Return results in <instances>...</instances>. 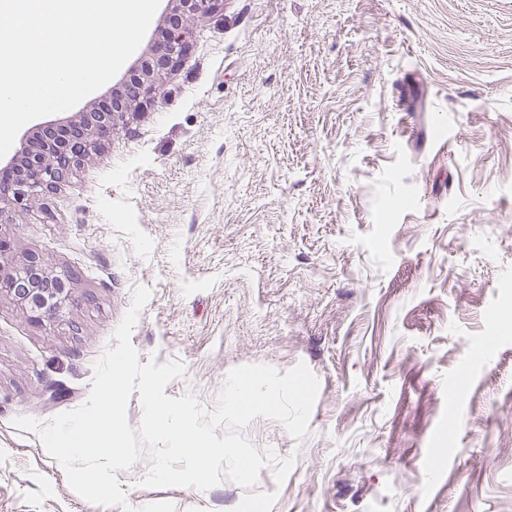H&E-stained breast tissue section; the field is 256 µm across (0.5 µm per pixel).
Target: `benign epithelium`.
Masks as SVG:
<instances>
[{"mask_svg": "<svg viewBox=\"0 0 512 512\" xmlns=\"http://www.w3.org/2000/svg\"><path fill=\"white\" fill-rule=\"evenodd\" d=\"M221 0H178L179 21L168 24L157 46L158 57L146 59L132 74L136 84L135 99L119 98L112 110L78 112L70 118L77 129L57 132L48 138H31L21 152L0 167L1 204H24L56 190L80 163L89 157L101 141L124 122L125 115L136 109L143 99L160 92L158 80L162 73L173 69L186 53L189 25L199 17L213 12ZM7 245L0 240V294L5 293L29 308L30 318L40 321L57 315L71 299L69 277L54 275L29 258L12 265Z\"/></svg>", "mask_w": 512, "mask_h": 512, "instance_id": "benign-epithelium-1", "label": "benign epithelium"}]
</instances>
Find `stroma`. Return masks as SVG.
I'll return each mask as SVG.
<instances>
[{
    "label": "stroma",
    "instance_id": "1",
    "mask_svg": "<svg viewBox=\"0 0 512 512\" xmlns=\"http://www.w3.org/2000/svg\"><path fill=\"white\" fill-rule=\"evenodd\" d=\"M160 0L124 69L152 52ZM14 261L72 277L37 322L0 297V512L86 501L36 434L81 406L133 303L140 363L212 411L236 366L305 363L309 433L255 418L271 512H512V0H222L160 93L67 182L0 210ZM133 512H233L229 479L150 488Z\"/></svg>",
    "mask_w": 512,
    "mask_h": 512
}]
</instances>
